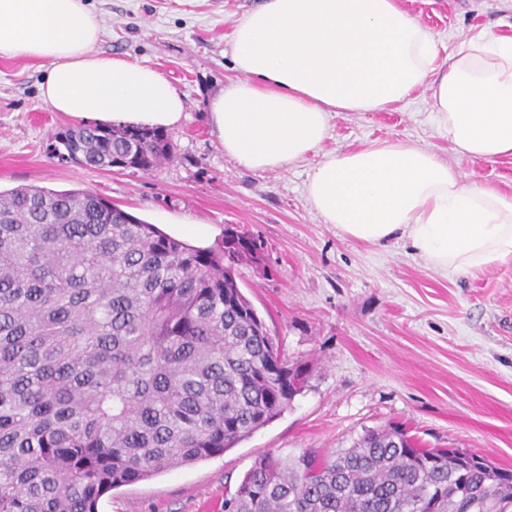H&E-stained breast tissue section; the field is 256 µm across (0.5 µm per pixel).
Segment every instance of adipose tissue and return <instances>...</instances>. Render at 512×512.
<instances>
[{
  "instance_id": "adipose-tissue-1",
  "label": "adipose tissue",
  "mask_w": 512,
  "mask_h": 512,
  "mask_svg": "<svg viewBox=\"0 0 512 512\" xmlns=\"http://www.w3.org/2000/svg\"><path fill=\"white\" fill-rule=\"evenodd\" d=\"M84 0H0V55L47 64L53 111L170 129L184 100L153 66L99 54ZM401 0H261L232 23L238 79L210 103L227 157L265 172L317 156L305 195L323 223L379 245L396 237L448 277L512 260V194L464 181L413 141L324 151L342 112H391L427 91L430 123L458 157L512 156V37L482 31L450 54Z\"/></svg>"
}]
</instances>
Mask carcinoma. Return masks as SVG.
<instances>
[{"mask_svg": "<svg viewBox=\"0 0 512 512\" xmlns=\"http://www.w3.org/2000/svg\"><path fill=\"white\" fill-rule=\"evenodd\" d=\"M52 139L93 170L146 173L173 149L148 127ZM260 249L191 245L87 190L0 191V512H98L281 415L307 373L238 285ZM224 512H512V471L389 424L330 455L259 457Z\"/></svg>", "mask_w": 512, "mask_h": 512, "instance_id": "obj_1", "label": "carcinoma"}]
</instances>
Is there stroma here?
I'll return each instance as SVG.
<instances>
[{"label": "stroma", "instance_id": "1", "mask_svg": "<svg viewBox=\"0 0 512 512\" xmlns=\"http://www.w3.org/2000/svg\"><path fill=\"white\" fill-rule=\"evenodd\" d=\"M260 0H86L102 25L96 51L144 62L184 99L168 134L173 153L146 173L93 171L47 147L73 120L40 95L44 62L0 56V190L87 189L173 235L199 226V243L228 226L264 244L265 265H241L238 284L308 385L266 427L191 465L105 494L98 512H224L254 461L349 447L364 429L402 424L426 448H459L512 468V262L445 277L408 241L344 238L308 204L315 157L248 171L227 158L207 103L235 78L228 36ZM446 47L482 29L512 34V0H402ZM419 99L395 112H344L325 150L376 139L414 140L466 179L512 192V156L457 157Z\"/></svg>", "mask_w": 512, "mask_h": 512}]
</instances>
